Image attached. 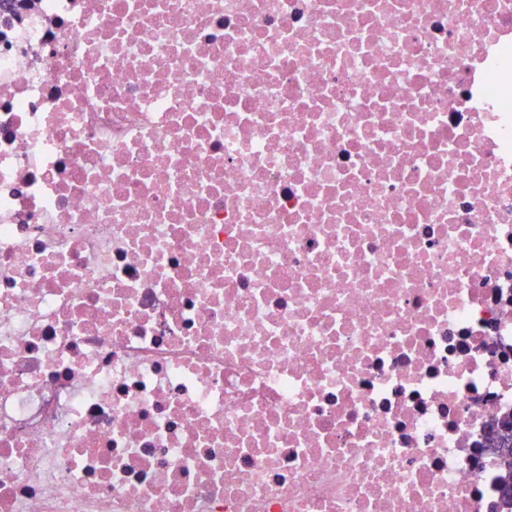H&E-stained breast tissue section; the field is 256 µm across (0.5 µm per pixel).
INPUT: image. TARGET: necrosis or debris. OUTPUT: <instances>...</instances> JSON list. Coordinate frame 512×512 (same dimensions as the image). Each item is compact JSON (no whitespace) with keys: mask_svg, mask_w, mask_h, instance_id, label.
I'll return each mask as SVG.
<instances>
[{"mask_svg":"<svg viewBox=\"0 0 512 512\" xmlns=\"http://www.w3.org/2000/svg\"><path fill=\"white\" fill-rule=\"evenodd\" d=\"M512 0L0 8V512H498Z\"/></svg>","mask_w":512,"mask_h":512,"instance_id":"necrosis-or-debris-1","label":"necrosis or debris"}]
</instances>
